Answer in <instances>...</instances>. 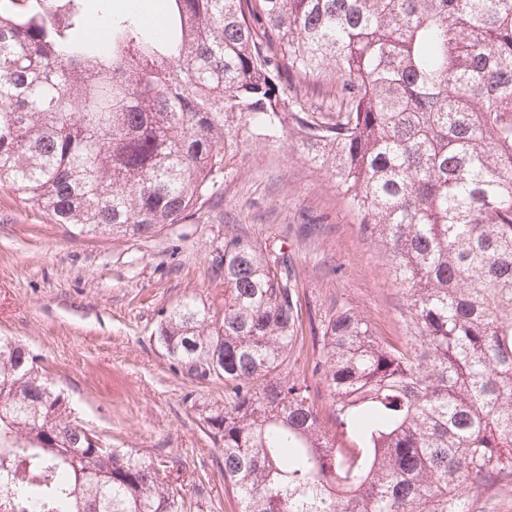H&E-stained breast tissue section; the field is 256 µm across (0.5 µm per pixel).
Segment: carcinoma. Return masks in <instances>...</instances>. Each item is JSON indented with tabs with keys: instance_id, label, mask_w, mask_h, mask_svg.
I'll return each instance as SVG.
<instances>
[{
	"instance_id": "carcinoma-1",
	"label": "carcinoma",
	"mask_w": 512,
	"mask_h": 512,
	"mask_svg": "<svg viewBox=\"0 0 512 512\" xmlns=\"http://www.w3.org/2000/svg\"><path fill=\"white\" fill-rule=\"evenodd\" d=\"M167 2L161 35L101 3L103 54L84 0H0V186L76 236L149 237L245 139L291 135L388 252L414 336L321 321L329 428L288 378L303 321L284 258L224 237V305L185 300L155 332L186 375L224 380L199 413L224 490L238 512H467L512 474V0ZM185 506L162 461L85 426L0 337V512Z\"/></svg>"
}]
</instances>
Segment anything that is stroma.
I'll list each match as a JSON object with an SVG mask.
<instances>
[{
    "instance_id": "obj_1",
    "label": "stroma",
    "mask_w": 512,
    "mask_h": 512,
    "mask_svg": "<svg viewBox=\"0 0 512 512\" xmlns=\"http://www.w3.org/2000/svg\"><path fill=\"white\" fill-rule=\"evenodd\" d=\"M232 232L287 255L304 320L348 309L391 343L409 342L387 255L287 137L245 140L199 210L149 237L78 238L0 188V336L45 359L89 428L166 461L187 482L186 512H237L222 454L197 418L200 405L223 402L224 383L183 375L153 334L181 300L221 307L214 265Z\"/></svg>"
}]
</instances>
